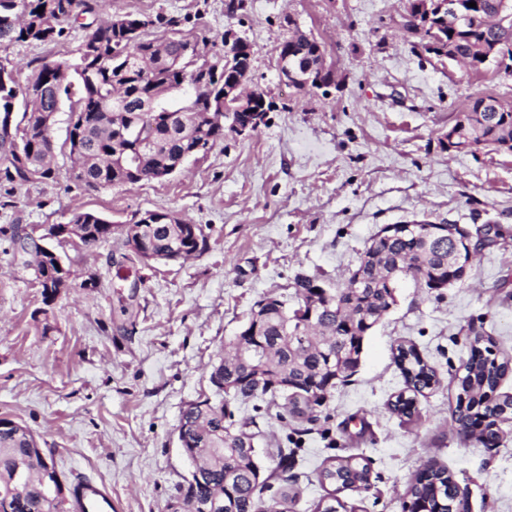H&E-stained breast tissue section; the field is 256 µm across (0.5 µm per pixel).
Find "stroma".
I'll list each match as a JSON object with an SVG mask.
<instances>
[{"label":"stroma","mask_w":512,"mask_h":512,"mask_svg":"<svg viewBox=\"0 0 512 512\" xmlns=\"http://www.w3.org/2000/svg\"><path fill=\"white\" fill-rule=\"evenodd\" d=\"M407 0H106L100 17L150 15L149 38L182 33L243 39L252 84L272 109L259 131H225L208 156L164 181L91 190L74 180L63 142L68 109L55 115V179L12 191L0 184V226L67 223L74 209L117 225L86 247L55 245L72 281L44 300L33 267L0 238V417L26 426L53 455L63 483L89 475L112 490L114 512H168L191 466L178 443L183 407L212 395L209 376L256 301L293 298L296 275L344 283L384 225L429 219L493 221L504 244L478 254L461 284L406 283L364 343L361 365L332 392L287 475L291 512H316L330 457H362L370 489L337 491L349 512H403L426 463L470 491L471 512H512V422L497 447L460 436L452 378L467 359L469 326L482 328L497 360L512 359V154L442 146L456 116L479 96L512 104V80L475 74L427 53L406 30ZM300 29L335 70L330 87L281 82L279 43ZM87 35L19 42L8 59L20 77L35 59L72 58ZM168 210L206 226L209 248L186 261L143 264L120 232L134 215ZM413 346L437 374L416 395L412 418L391 402L407 385L395 362ZM264 470L294 424L259 418Z\"/></svg>","instance_id":"stroma-1"}]
</instances>
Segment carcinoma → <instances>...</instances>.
<instances>
[{
    "mask_svg": "<svg viewBox=\"0 0 512 512\" xmlns=\"http://www.w3.org/2000/svg\"><path fill=\"white\" fill-rule=\"evenodd\" d=\"M475 2L476 7L468 6ZM440 0H430L431 16L420 17L414 31L428 41L439 40L454 52L456 63L473 73L490 64L512 74V21L503 23L499 6L512 15V0H460L468 22L454 29L445 26L439 14ZM42 13H37L39 7ZM98 0H0V51L10 45L35 41L51 43L64 35V24L77 23L98 13ZM154 21L139 13H127L96 25L77 49L72 61L38 60L25 84L17 79L0 82V114L23 105L27 113H56L69 105L65 144L69 152L83 156V168L73 177L95 190L124 187L150 180L167 162L176 163L196 147L198 127H207L210 145L224 139V112L219 98L224 93V71L207 78L187 75L190 52L200 48L215 62L224 49L205 37L180 34L179 23L169 19L174 37L145 38ZM320 44L294 34L278 46L291 61L315 56ZM171 92L185 96L176 109L164 99ZM27 136L19 142H0V183L20 189L34 182L51 180L56 169L48 156L52 129L41 118L28 120ZM459 138L470 142V153L482 147L512 151V105L487 95L475 99L467 112L455 119ZM70 222L85 225L91 242L112 236V223L95 212L76 211ZM147 244L157 253L183 248L200 254L208 249L209 235L201 224L191 225L177 214L157 222L152 211L133 221ZM13 255L26 257L37 251L23 235L22 225L0 227ZM463 244L436 245L414 228L401 232L379 231L360 257L346 283L335 288V300L325 301L316 289V276L297 275L293 288L297 302L315 304L318 331L298 334L289 318L291 307L277 296H267L265 317L257 332L249 315L230 340L234 354L222 357V372L231 378L227 389L215 388L220 400L206 397L189 402L181 412L178 432L188 448L198 450L199 464L191 479L176 487L173 500H181L188 512H288L292 500L286 490L267 504L264 491L273 475L258 477L261 470L256 449L243 440L261 435L256 417L235 418L232 405L269 397V403L284 401L296 432L307 434L318 421L317 409L327 396L357 372L364 341L396 304L400 284L411 281L420 288L440 289L460 281L465 274L461 259ZM467 360L456 378V405L451 419L461 431L477 423L490 428L512 413L507 399L496 396L509 361L492 357L490 337L475 328ZM407 387L416 393L436 383L435 372L411 346L400 345L395 356ZM392 412L411 417L415 401L398 395ZM53 457L38 448L24 425L0 426V512H66L64 485L46 492L40 476ZM321 484L340 489L369 487L367 465L351 457L329 458L318 474ZM456 481L446 470L431 467L416 476L403 502L404 512H457Z\"/></svg>",
    "mask_w": 512,
    "mask_h": 512,
    "instance_id": "carcinoma-1",
    "label": "carcinoma"
}]
</instances>
